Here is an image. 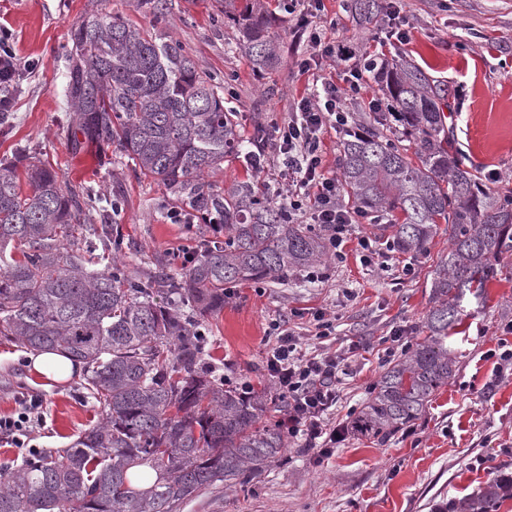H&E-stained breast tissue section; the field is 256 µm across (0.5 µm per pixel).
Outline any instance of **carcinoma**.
<instances>
[{
	"mask_svg": "<svg viewBox=\"0 0 512 512\" xmlns=\"http://www.w3.org/2000/svg\"><path fill=\"white\" fill-rule=\"evenodd\" d=\"M351 8L371 24L384 4L352 0ZM224 19L256 67L280 64L275 17L253 0H224ZM70 41L72 151L113 148L115 162L131 160L189 218L221 224L224 234L201 241L180 276L161 261L140 277L126 267L120 228L100 246L88 240L97 229L80 224L87 188H65L56 171L30 161L25 193L17 165L0 163V336L83 364L106 412L73 446L1 476L0 512H180L210 488L262 474L288 447L287 426L263 422L268 387H225L203 370L184 308L204 318L224 307L227 284L315 268L327 260L329 241L306 224L286 223L258 182L234 178L219 190L208 180L225 158L251 151L222 86L200 74L166 29L101 12L84 17ZM369 77L387 111L343 129L346 195L359 211L391 219L402 251L424 249L440 223L448 226V255L432 270L426 335L383 372L348 421L351 433L377 437L416 419L454 376L448 329L466 299L484 295L512 240V191L490 188L462 167L442 120L448 86L407 57L371 59ZM171 340L173 360L164 350ZM145 463L159 479L135 491L128 470ZM499 495L488 483L435 507L489 512Z\"/></svg>",
	"mask_w": 512,
	"mask_h": 512,
	"instance_id": "1",
	"label": "carcinoma"
}]
</instances>
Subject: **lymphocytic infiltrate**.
Instances as JSON below:
<instances>
[{"label": "lymphocytic infiltrate", "mask_w": 512, "mask_h": 512, "mask_svg": "<svg viewBox=\"0 0 512 512\" xmlns=\"http://www.w3.org/2000/svg\"><path fill=\"white\" fill-rule=\"evenodd\" d=\"M308 39L313 53L295 56L299 72H310L319 58L336 67V78L295 101L292 117L276 126L270 149L256 156L253 169L259 174L279 170L286 181L289 216L310 218L328 231L332 255L340 262L354 225L368 223L369 218L340 203L339 183L325 163L320 135L326 128L348 125L351 114L345 102L366 89L368 68L364 62L352 61L343 46L323 40L319 32H310ZM272 329L277 342L266 356V367L277 396L287 404L288 432L302 436L305 448L317 456H328L345 435L343 426L333 424L330 412L339 399L348 359L361 344L350 341L340 355L326 349L306 354L287 320L273 323ZM41 406L39 398L20 399L13 413L0 416V436L15 447H29Z\"/></svg>", "instance_id": "f902f5d3"}]
</instances>
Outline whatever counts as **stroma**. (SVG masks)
<instances>
[{"label":"stroma","mask_w":512,"mask_h":512,"mask_svg":"<svg viewBox=\"0 0 512 512\" xmlns=\"http://www.w3.org/2000/svg\"><path fill=\"white\" fill-rule=\"evenodd\" d=\"M164 20L139 0H0V26L11 35L21 76L9 90L12 106L0 112V160L24 166L27 157L47 159L66 186L92 187L100 197L120 191L124 199L120 229L127 243L130 271L154 272L165 260L178 275L183 252L210 225L172 223V204L160 187L133 166L114 164L111 149L91 145L72 152L68 139L72 111L65 96L70 32L83 17L109 11L144 28L164 24L190 52L198 69L220 82L238 114L245 140L257 127L285 117L292 100L312 81L298 73L293 56L295 17L281 0H261L283 20V62L257 71L238 49L236 29L224 22V0H167ZM328 38L355 56L407 55L456 96L445 122L465 167L490 176L491 187L512 189V0H400L399 22L412 33L409 44L389 39L384 20L359 24L339 0H325ZM387 221L356 225L344 246L346 258L327 278L297 273L287 280L233 285L223 308L200 320L206 335L205 360L215 380L230 378L255 387L268 385L265 354L275 342L272 320L288 318L291 332L310 343L308 316L322 310L336 320L326 345L341 350L346 340L361 341L342 378L332 417L348 423L368 400L371 387L388 366L383 338L391 327L407 329L406 342L420 335L430 308L426 281L448 253V233L439 229L420 252H394L391 270L362 263L359 239L385 247ZM415 273L404 277V266ZM512 321V248L496 264V276L480 303H466L451 346L454 376L432 396L410 431L386 439L347 434L332 454L315 460L297 437L285 455L262 476L246 484L218 485L183 504L180 512H433L436 503L467 495L489 481V474H512V376L495 379L494 361L501 328ZM28 352L0 338V415L17 399L42 400L34 442L46 451L69 447L103 417L88 392L85 373L46 387L27 359ZM494 382L483 394L486 382Z\"/></svg>","instance_id":"1"}]
</instances>
